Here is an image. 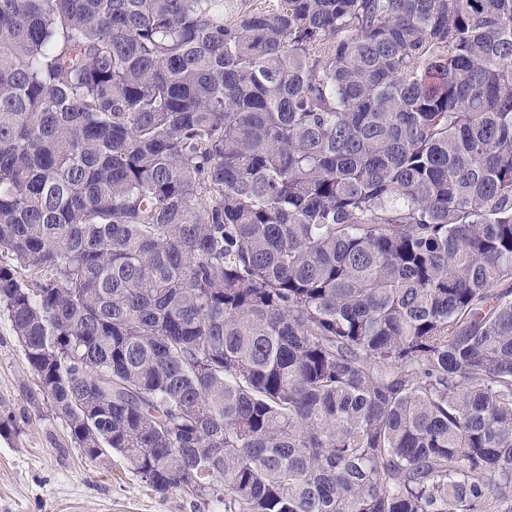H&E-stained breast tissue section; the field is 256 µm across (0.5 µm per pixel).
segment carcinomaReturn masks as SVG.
I'll list each match as a JSON object with an SVG mask.
<instances>
[{"mask_svg":"<svg viewBox=\"0 0 512 512\" xmlns=\"http://www.w3.org/2000/svg\"><path fill=\"white\" fill-rule=\"evenodd\" d=\"M0 314L159 493L512 512V0H0Z\"/></svg>","mask_w":512,"mask_h":512,"instance_id":"cac0c4a2","label":"carcinoma"}]
</instances>
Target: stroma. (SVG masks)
<instances>
[{
	"mask_svg": "<svg viewBox=\"0 0 512 512\" xmlns=\"http://www.w3.org/2000/svg\"><path fill=\"white\" fill-rule=\"evenodd\" d=\"M36 379L6 317L0 316V512H224L182 491L156 493L121 456L90 461L70 442L48 403L32 404Z\"/></svg>",
	"mask_w": 512,
	"mask_h": 512,
	"instance_id": "obj_1",
	"label": "stroma"
}]
</instances>
